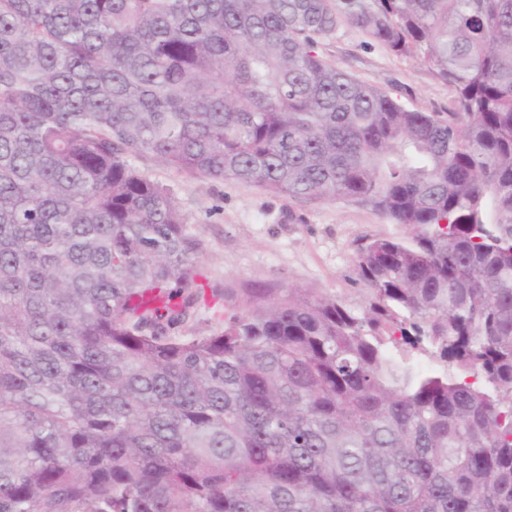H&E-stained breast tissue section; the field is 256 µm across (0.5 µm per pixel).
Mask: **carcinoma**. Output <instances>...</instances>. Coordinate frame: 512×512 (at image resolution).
Returning <instances> with one entry per match:
<instances>
[{"mask_svg":"<svg viewBox=\"0 0 512 512\" xmlns=\"http://www.w3.org/2000/svg\"><path fill=\"white\" fill-rule=\"evenodd\" d=\"M343 23L454 109L327 61ZM131 156L405 232L357 243V307L256 288L198 332ZM0 512H512V0H0Z\"/></svg>","mask_w":512,"mask_h":512,"instance_id":"1","label":"carcinoma"}]
</instances>
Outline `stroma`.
Returning a JSON list of instances; mask_svg holds the SVG:
<instances>
[{"label":"stroma","instance_id":"1","mask_svg":"<svg viewBox=\"0 0 512 512\" xmlns=\"http://www.w3.org/2000/svg\"><path fill=\"white\" fill-rule=\"evenodd\" d=\"M320 52L410 107L445 112L453 106V89L419 58L367 44L353 26H340ZM135 164L173 192L186 231L199 245L203 281L219 290L276 293L298 286L356 304L363 297L354 266L358 240L402 233L387 218L344 202L291 200L252 185L176 172L148 158Z\"/></svg>","mask_w":512,"mask_h":512}]
</instances>
